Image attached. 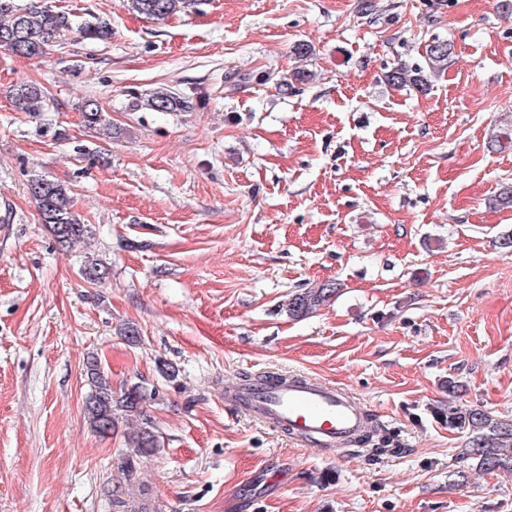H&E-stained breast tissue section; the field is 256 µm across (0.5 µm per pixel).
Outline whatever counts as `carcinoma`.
I'll return each mask as SVG.
<instances>
[{"label":"carcinoma","mask_w":512,"mask_h":512,"mask_svg":"<svg viewBox=\"0 0 512 512\" xmlns=\"http://www.w3.org/2000/svg\"><path fill=\"white\" fill-rule=\"evenodd\" d=\"M133 11L151 19L164 20L197 5V0H127ZM78 32L86 39H103L108 30L102 26L84 23L76 25L71 15L35 2L28 6L18 0H0V41L8 42L13 53L27 58L47 54L68 34ZM451 45L437 37L428 42L425 64H400L384 75L392 87L411 86L423 90L428 85L426 71L440 72L447 68ZM46 93L36 83H21L11 94V104L17 112H40L45 106ZM146 106L155 112L184 110L189 102L168 88L154 90L146 99ZM85 125L101 129L103 114L97 100L89 99L82 106ZM29 192L36 202L40 223L46 225L57 244L67 249L88 238L90 225L84 223L73 210L67 188L60 181L45 174H34L29 180ZM80 274L90 283L105 278L106 269L96 260H87ZM338 288L330 281L295 294L288 300V311L295 316L307 315L325 304ZM85 376L89 391L83 402L85 414L93 431L105 437L119 429V421L137 418L144 425L125 435L129 451L125 459L132 466L134 458L157 454L161 449L158 436L147 421L146 404L155 392L134 383L115 391L107 371L95 356L87 358ZM448 426L466 428L471 432L475 460L481 470L512 473V422L497 421L479 409L448 413Z\"/></svg>","instance_id":"carcinoma-1"}]
</instances>
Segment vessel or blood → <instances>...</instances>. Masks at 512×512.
Here are the masks:
<instances>
[{
  "label": "vessel or blood",
  "mask_w": 512,
  "mask_h": 512,
  "mask_svg": "<svg viewBox=\"0 0 512 512\" xmlns=\"http://www.w3.org/2000/svg\"><path fill=\"white\" fill-rule=\"evenodd\" d=\"M224 402L317 448L350 443L369 426V414L354 396L308 375L242 381L226 388Z\"/></svg>",
  "instance_id": "1"
}]
</instances>
